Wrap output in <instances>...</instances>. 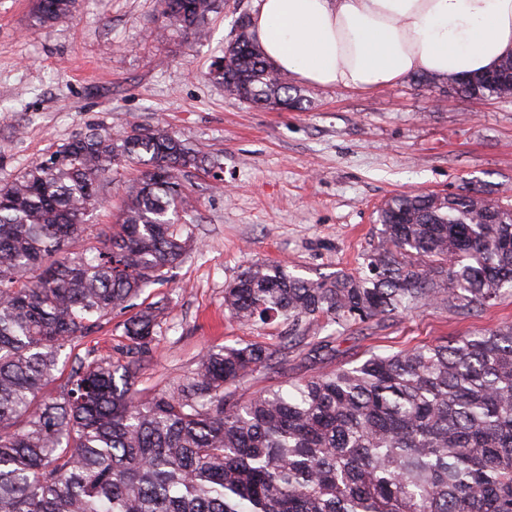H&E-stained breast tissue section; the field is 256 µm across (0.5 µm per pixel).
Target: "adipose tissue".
I'll list each match as a JSON object with an SVG mask.
<instances>
[{"label":"adipose tissue","mask_w":512,"mask_h":512,"mask_svg":"<svg viewBox=\"0 0 512 512\" xmlns=\"http://www.w3.org/2000/svg\"><path fill=\"white\" fill-rule=\"evenodd\" d=\"M251 21L280 72L322 88L468 76L512 55V0H255Z\"/></svg>","instance_id":"obj_1"}]
</instances>
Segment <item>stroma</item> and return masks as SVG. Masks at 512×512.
<instances>
[{"label": "stroma", "mask_w": 512, "mask_h": 512, "mask_svg": "<svg viewBox=\"0 0 512 512\" xmlns=\"http://www.w3.org/2000/svg\"><path fill=\"white\" fill-rule=\"evenodd\" d=\"M34 3L0 0V185L72 138L115 133L129 120L164 128L209 159L183 180L196 201L192 247L145 291L167 304L140 378L145 393L183 379L208 348L279 345L282 321L242 327L224 309L225 288L251 264L283 263L314 280L359 272L380 240V207L399 193L476 187L512 203V97L470 100L411 77L371 93L299 82L301 109L271 110L205 77L254 0H218L199 38L159 37L158 0H81L75 16L48 28L34 21ZM140 176L139 166H113L84 246L98 244ZM123 320L113 316L60 362L72 353L117 358ZM505 323L512 297L468 314L424 305L351 327L318 321L248 392Z\"/></svg>", "instance_id": "1"}]
</instances>
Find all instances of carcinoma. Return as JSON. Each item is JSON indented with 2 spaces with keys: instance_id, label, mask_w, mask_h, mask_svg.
<instances>
[{
  "instance_id": "carcinoma-1",
  "label": "carcinoma",
  "mask_w": 512,
  "mask_h": 512,
  "mask_svg": "<svg viewBox=\"0 0 512 512\" xmlns=\"http://www.w3.org/2000/svg\"><path fill=\"white\" fill-rule=\"evenodd\" d=\"M166 25L201 36L216 0H159ZM78 0H35L48 27ZM243 16L209 71L230 96L299 110ZM469 99L504 97L485 75ZM144 168L88 259L74 250L112 164ZM204 158L160 128L76 136L0 186V512H512V325L412 350L373 353L243 400L273 365L262 342L201 355L183 381L144 395V358L166 315L136 303L182 263L195 211L182 178ZM502 224L485 223L489 210ZM367 272L306 279L278 263L224 289L243 326L288 322L299 338L440 304L459 313L512 296V209L476 189L397 194L379 211ZM123 322L122 362L74 359L46 393L61 349Z\"/></svg>"
}]
</instances>
